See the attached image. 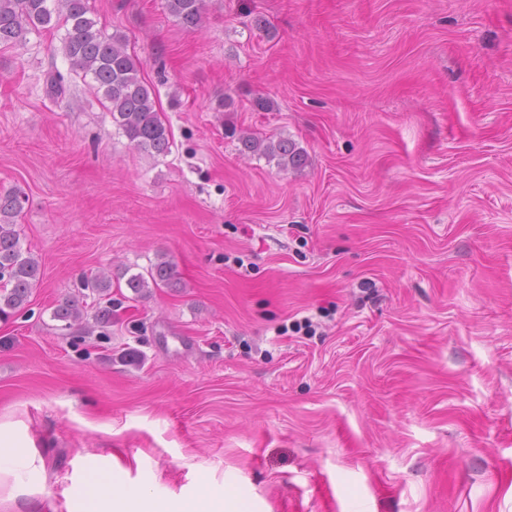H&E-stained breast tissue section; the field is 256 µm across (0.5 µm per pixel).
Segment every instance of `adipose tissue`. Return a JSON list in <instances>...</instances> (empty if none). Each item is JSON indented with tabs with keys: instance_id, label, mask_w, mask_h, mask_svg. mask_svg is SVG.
Segmentation results:
<instances>
[{
	"instance_id": "1",
	"label": "adipose tissue",
	"mask_w": 512,
	"mask_h": 512,
	"mask_svg": "<svg viewBox=\"0 0 512 512\" xmlns=\"http://www.w3.org/2000/svg\"><path fill=\"white\" fill-rule=\"evenodd\" d=\"M11 425H0V506L15 512L20 505L44 494L45 461L34 448L14 444ZM88 489L68 512H224V487L201 480L197 496L189 501L157 500L145 488L127 485L122 468L91 471Z\"/></svg>"
}]
</instances>
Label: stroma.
Here are the masks:
<instances>
[{"label": "stroma", "mask_w": 512, "mask_h": 512, "mask_svg": "<svg viewBox=\"0 0 512 512\" xmlns=\"http://www.w3.org/2000/svg\"><path fill=\"white\" fill-rule=\"evenodd\" d=\"M89 5L173 145L133 148L64 29L0 47V192L42 272L0 318V423L46 464L22 512H67L91 459L162 499L221 483L228 512H512V0H205L196 30ZM163 256L176 287L133 299ZM102 272L111 323L63 328ZM228 137L237 139L238 150L244 155H261L266 158L276 159L279 169L300 170L307 163L306 151L288 137H258L252 134L237 133L233 128L227 131ZM83 306L76 298L65 299L60 303L54 313V319L65 322L64 328L69 329L74 323H80L83 320Z\"/></svg>", "instance_id": "35a3bbf8"}]
</instances>
